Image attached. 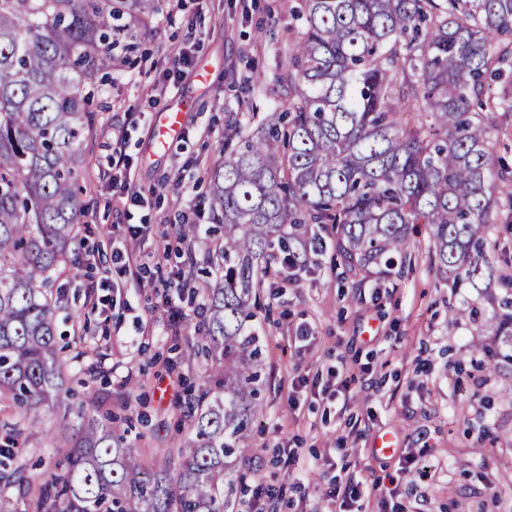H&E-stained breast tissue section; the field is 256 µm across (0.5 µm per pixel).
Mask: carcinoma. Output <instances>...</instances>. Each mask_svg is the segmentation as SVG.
<instances>
[{
  "instance_id": "1",
  "label": "carcinoma",
  "mask_w": 512,
  "mask_h": 512,
  "mask_svg": "<svg viewBox=\"0 0 512 512\" xmlns=\"http://www.w3.org/2000/svg\"><path fill=\"white\" fill-rule=\"evenodd\" d=\"M163 0H0V480L26 489L13 466L26 425L68 395L60 357L62 298L83 223L79 183L97 125L95 90L134 52ZM301 22L274 77L287 108L256 130L234 122L237 145L210 173L224 229L207 263L204 334L192 345L217 367L186 416L178 464L154 470L125 434L83 409L46 432L67 449L29 512H226L264 413L259 292L276 275V245L328 230L349 270L390 272L415 226L455 292L450 307L477 336L511 351L512 256L499 252L512 212V171L497 165L494 115L512 112V0H299Z\"/></svg>"
}]
</instances>
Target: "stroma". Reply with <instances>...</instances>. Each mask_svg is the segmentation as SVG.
Wrapping results in <instances>:
<instances>
[{
  "label": "stroma",
  "mask_w": 512,
  "mask_h": 512,
  "mask_svg": "<svg viewBox=\"0 0 512 512\" xmlns=\"http://www.w3.org/2000/svg\"><path fill=\"white\" fill-rule=\"evenodd\" d=\"M296 0H164L137 59L116 67L97 98L96 133L81 180L95 195L74 268L61 275L65 356L76 402L87 414L131 418L127 444L148 467L187 436L182 423L208 368L189 355L202 322L206 239L185 224L212 222L208 175L224 159L233 117L265 118L278 97L270 79L286 68ZM191 62L175 72L180 49ZM187 102L181 135L161 143L160 109ZM123 124L130 167H112L113 124ZM145 198L133 206L119 185ZM128 244L137 281L90 289ZM304 268L266 283L254 326L263 345L265 413L238 463L249 491L273 490L279 512H327L328 491L352 477L364 512H512V365L488 375L461 305L434 267L427 232L405 266L386 276L345 271L327 232L306 240ZM396 446L377 453L376 439ZM65 449L42 431L18 452L33 485L59 473Z\"/></svg>",
  "instance_id": "obj_1"
}]
</instances>
